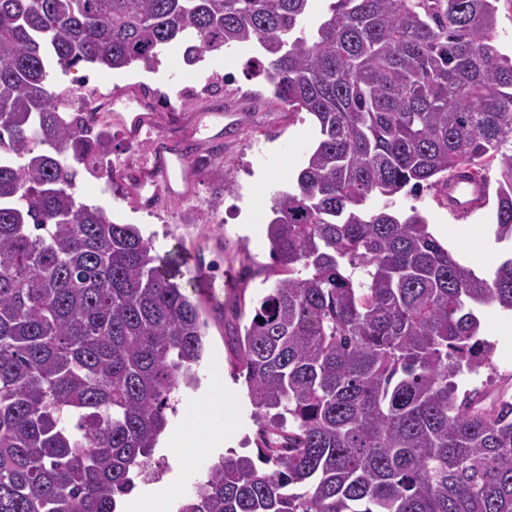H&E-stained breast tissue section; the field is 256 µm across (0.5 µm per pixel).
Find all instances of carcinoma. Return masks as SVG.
Wrapping results in <instances>:
<instances>
[{
	"label": "carcinoma",
	"instance_id": "obj_1",
	"mask_svg": "<svg viewBox=\"0 0 512 512\" xmlns=\"http://www.w3.org/2000/svg\"><path fill=\"white\" fill-rule=\"evenodd\" d=\"M498 2L0 0V512H116L207 352L180 263L79 200L112 138L87 139L56 76L254 42L319 139L272 199L281 277L229 359L257 458L222 456L177 512H512V398L456 383L490 365L470 304L512 311V257L479 276L394 210L494 166L512 239Z\"/></svg>",
	"mask_w": 512,
	"mask_h": 512
}]
</instances>
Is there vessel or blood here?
<instances>
[{"label": "vessel or blood", "instance_id": "obj_1", "mask_svg": "<svg viewBox=\"0 0 512 512\" xmlns=\"http://www.w3.org/2000/svg\"><path fill=\"white\" fill-rule=\"evenodd\" d=\"M120 108L128 118V134L138 138L144 130L154 129L155 124L143 100L121 101ZM146 175L155 199L183 200L194 196L200 174L189 154L181 152L174 142L164 135H156L151 144ZM488 186L482 179L459 174L444 187L442 197L449 211L467 217L480 211L487 200Z\"/></svg>", "mask_w": 512, "mask_h": 512}]
</instances>
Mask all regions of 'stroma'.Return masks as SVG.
Listing matches in <instances>:
<instances>
[{
  "label": "stroma",
  "mask_w": 512,
  "mask_h": 512,
  "mask_svg": "<svg viewBox=\"0 0 512 512\" xmlns=\"http://www.w3.org/2000/svg\"><path fill=\"white\" fill-rule=\"evenodd\" d=\"M183 52V44L173 45L152 71L139 66L119 71L86 66L56 80L57 85L68 87L73 78H84L79 96L86 100L118 89L135 94L146 86L161 90L169 105L159 110L158 125L178 143L188 140L196 114L237 112L233 130L199 147V155L210 156L221 170L201 177L189 200L170 201L158 209L144 206L136 197L129 170L110 179L85 171L76 178L83 202L102 207L114 222L137 225L150 240L155 255L181 251L190 256L199 250L205 254L203 270L189 268L183 272L187 293L201 302L208 321L202 381L197 390L184 395L178 414L171 417L156 450L157 455L167 456L169 469L159 483H147L135 512H174L176 505L195 490L205 468L220 451L256 453L257 425L243 384L230 374L228 338L247 323L251 300L263 289L260 279L243 281V270L266 271L273 264L267 238L271 195L287 189L318 139L308 115H289L287 107L274 98L257 64V45L213 53L193 66L185 64ZM251 92L263 95L252 108L247 105ZM399 205L405 210L413 206L423 209L429 223L447 225L448 248L462 263L471 264L470 231L481 223L480 215L453 217L434 190L418 198L400 197ZM203 280L216 283L214 300L203 298L199 288ZM478 315L485 322L486 339L493 345L492 365L482 369L477 379L459 377L458 388L477 387L491 394L512 392V313L490 306L480 308ZM218 374L224 377V406L219 410L208 406L209 384ZM214 422L224 426L222 447L198 446V439ZM159 485L168 495V505L161 511L156 509L153 495Z\"/></svg>",
  "instance_id": "1"
}]
</instances>
